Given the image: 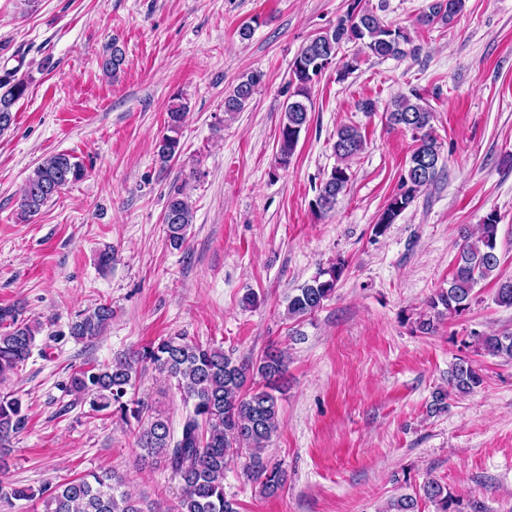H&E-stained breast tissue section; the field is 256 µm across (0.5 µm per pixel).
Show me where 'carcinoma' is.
I'll use <instances>...</instances> for the list:
<instances>
[{
  "mask_svg": "<svg viewBox=\"0 0 512 512\" xmlns=\"http://www.w3.org/2000/svg\"><path fill=\"white\" fill-rule=\"evenodd\" d=\"M354 0L346 14L332 27L309 39L291 67L290 84L294 85L284 109L277 141L278 163L286 166L294 155L300 134L309 122L312 110L311 91L318 78L337 64L344 45L360 43L369 55L378 59H401L418 52L408 32L385 24L372 10ZM465 0H431L417 24L431 26L451 23L463 10ZM125 58L117 45L101 62L104 73L116 75ZM264 82V73L251 70L243 74L224 96V113L243 111ZM28 91V81L17 70L0 76V132L14 121L13 106ZM188 106L176 102L167 112L168 133L155 143V154L166 166L180 153L179 132L186 122ZM391 126L411 132L414 148L399 188L373 224L374 236L384 235L389 226L409 208L418 195L436 179L442 160L441 145L432 134L433 112L423 98L412 93L393 99L385 113ZM365 135L356 125H342L336 130L333 151L337 165L322 180L314 207L330 212L344 194L353 177L350 161L364 149ZM85 168L67 153L45 158L27 177L19 201L21 217L38 214L61 190L83 180ZM193 222V209L179 187L169 190L163 224L171 247L183 246ZM499 217L488 213L475 230L463 228L462 243L455 270L448 287L439 289L426 302V311L415 320V331L433 332L435 323L465 315L474 300L475 288L491 277L499 267ZM345 271L338 260L319 269L312 281L288 296L287 314L292 319L306 318L321 307L335 292ZM495 301L512 307V278L501 279ZM112 305L104 302L79 312L70 324L76 339H94L103 335L112 322ZM39 327L23 317L22 308L0 307V380H7L30 358ZM470 345L485 354L512 358V333H476ZM150 364L175 381L185 404L191 406L174 436L169 419L141 400L129 397L139 366ZM286 366L284 355L269 350L251 363H238L224 350L193 342L181 334L163 336L132 353H118L110 362L72 372L68 391L89 399L95 411L112 409L120 418H134L138 423L136 445L141 461H162L181 486L176 512H237L224 495V468L231 453L245 455L244 469L258 483L260 492L274 497L287 481L282 465L272 461L268 443L279 428V405L275 395L277 382ZM484 382L481 369L461 359L448 371V388L432 395L429 412L448 411V394H470ZM28 413L22 399L14 394H0V448L9 447L13 437L27 426ZM126 478L115 473H88L57 485L0 486V502L8 507L17 501L42 500L44 512H160L154 504L131 496L124 486ZM423 496L436 512H464L462 500L448 493L435 480L422 487ZM389 512H418L417 497L402 495L391 503Z\"/></svg>",
  "mask_w": 512,
  "mask_h": 512,
  "instance_id": "cac0c4a2",
  "label": "carcinoma"
}]
</instances>
